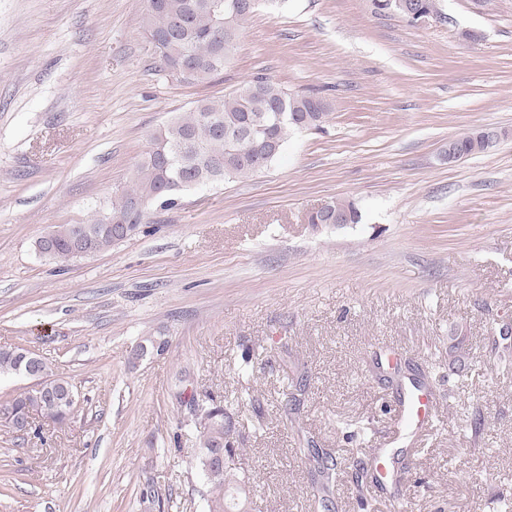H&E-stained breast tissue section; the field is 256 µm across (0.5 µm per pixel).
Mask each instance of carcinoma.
<instances>
[{"mask_svg":"<svg viewBox=\"0 0 512 512\" xmlns=\"http://www.w3.org/2000/svg\"><path fill=\"white\" fill-rule=\"evenodd\" d=\"M158 6L142 16L158 56V72L169 76L180 70L177 80L205 84L224 70L241 37L249 13L233 11L228 0L219 6L206 0H157ZM375 15L396 14L408 23L411 15L438 16L437 0H369ZM329 102L314 93H292L265 76H256L222 99H200L189 111L174 117L150 140L135 169L132 184L95 208L74 232H85L95 250L102 251L122 241L118 235L129 221V205L137 199L146 208L170 210L179 205L183 193L202 190L218 183L248 178L268 169L285 144L297 132L321 127ZM486 136L474 131L448 141L460 158L488 151ZM358 224L361 212L350 200L330 201L307 215L314 226L336 223ZM57 237L42 255L57 261L73 260L68 241L70 225L57 224ZM16 349L0 350V376L16 373ZM42 394L29 398L34 411L61 421L73 408L61 393L73 390L66 380L53 374L39 360ZM191 415L202 428L199 465L212 486L208 512H241L240 479L226 468L214 469L209 453L231 435L233 417L207 392L191 394ZM325 483L336 480V461L327 453H315Z\"/></svg>","mask_w":512,"mask_h":512,"instance_id":"1","label":"carcinoma"}]
</instances>
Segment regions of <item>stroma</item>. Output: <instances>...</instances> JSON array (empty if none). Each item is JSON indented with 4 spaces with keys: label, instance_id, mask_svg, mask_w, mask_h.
I'll use <instances>...</instances> for the list:
<instances>
[{
    "label": "stroma",
    "instance_id": "stroma-1",
    "mask_svg": "<svg viewBox=\"0 0 512 512\" xmlns=\"http://www.w3.org/2000/svg\"><path fill=\"white\" fill-rule=\"evenodd\" d=\"M440 8L413 25L368 0H264L195 85L157 72L142 0H0V349L78 394L64 422L0 425V512H208L184 387L233 413L248 512H512V0ZM257 75L325 96L322 128L103 252L37 251L121 192L174 116ZM482 128L506 136L449 162ZM336 199L361 222L306 224ZM149 337L166 351L133 358ZM421 378L439 425L400 484H357ZM307 448L340 469L321 501ZM479 130L482 129L450 140L448 148L457 153L461 158L460 160H463L484 153L497 144L495 143L491 148H487L485 145L486 136L478 134Z\"/></svg>",
    "mask_w": 512,
    "mask_h": 512
}]
</instances>
